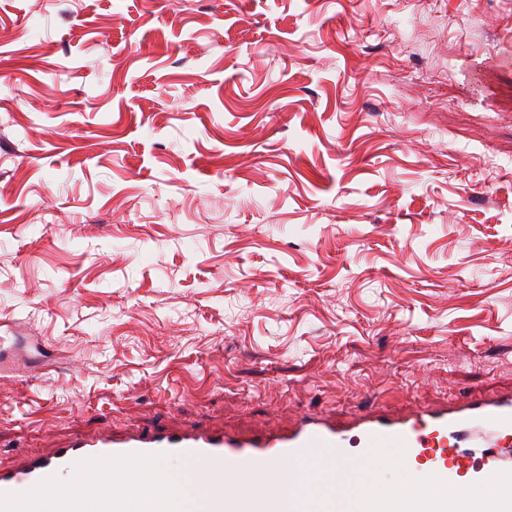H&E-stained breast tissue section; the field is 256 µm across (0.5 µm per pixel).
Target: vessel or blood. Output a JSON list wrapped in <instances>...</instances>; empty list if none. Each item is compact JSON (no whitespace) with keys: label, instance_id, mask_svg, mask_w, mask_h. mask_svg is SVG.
Instances as JSON below:
<instances>
[{"label":"vessel or blood","instance_id":"obj_1","mask_svg":"<svg viewBox=\"0 0 512 512\" xmlns=\"http://www.w3.org/2000/svg\"><path fill=\"white\" fill-rule=\"evenodd\" d=\"M180 458L188 471L224 470V485L207 489L202 512H337L350 502L347 483L299 499L272 487L270 472L285 462L299 471L329 466L411 462L428 494L404 493L408 512H512V390L473 393L405 414L366 397L355 410L308 411L282 430L236 431L206 423L73 434L48 452L29 451L0 466V512H19L29 492L52 496L53 512H176L165 481L151 496L131 490L121 474L99 469L138 462L162 465ZM65 474L70 485L54 484Z\"/></svg>","mask_w":512,"mask_h":512}]
</instances>
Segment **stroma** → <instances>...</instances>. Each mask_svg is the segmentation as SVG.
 <instances>
[{
	"instance_id": "stroma-1",
	"label": "stroma",
	"mask_w": 512,
	"mask_h": 512,
	"mask_svg": "<svg viewBox=\"0 0 512 512\" xmlns=\"http://www.w3.org/2000/svg\"><path fill=\"white\" fill-rule=\"evenodd\" d=\"M0 463L512 388V0H0Z\"/></svg>"
}]
</instances>
